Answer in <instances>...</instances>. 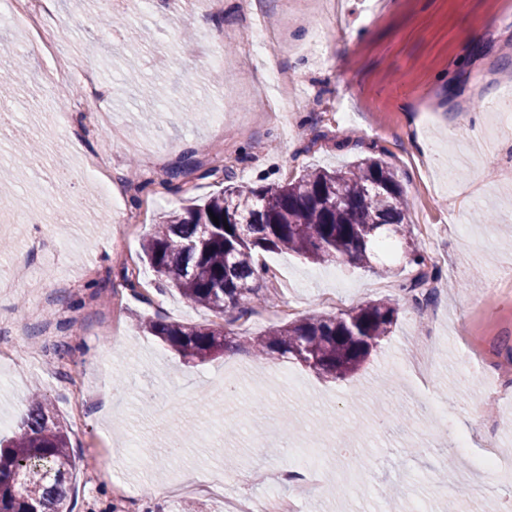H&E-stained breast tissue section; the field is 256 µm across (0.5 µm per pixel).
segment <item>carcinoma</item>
Segmentation results:
<instances>
[{
	"mask_svg": "<svg viewBox=\"0 0 512 512\" xmlns=\"http://www.w3.org/2000/svg\"><path fill=\"white\" fill-rule=\"evenodd\" d=\"M407 193L393 168L376 153L347 170L309 169L277 185L226 187L200 203L164 216L142 244L159 280L191 303L222 316L247 312L250 287L267 270L263 252H288L312 264L372 267L379 245L411 246L410 262L425 266L412 246ZM217 216L221 224L212 221ZM227 224H222V221ZM397 308L387 300L341 316L321 315L248 336L222 325L163 319L144 323L183 359L208 362L246 339L261 360L293 358L316 375L343 380L369 359L392 332ZM76 456L68 426L43 395L30 396L14 432L0 438V512H68Z\"/></svg>",
	"mask_w": 512,
	"mask_h": 512,
	"instance_id": "1",
	"label": "carcinoma"
}]
</instances>
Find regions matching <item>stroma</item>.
Instances as JSON below:
<instances>
[{
    "label": "stroma",
    "instance_id": "stroma-1",
    "mask_svg": "<svg viewBox=\"0 0 512 512\" xmlns=\"http://www.w3.org/2000/svg\"><path fill=\"white\" fill-rule=\"evenodd\" d=\"M344 21L306 0H178L144 10L125 0L121 23L91 0H54V41L70 75L55 97L70 101L68 122L58 121L51 96L37 79L46 58L29 50L28 37L0 27V49L20 52L28 67L10 75L0 110L11 123L0 130V202L20 221L0 222V279L26 268L31 282L0 289V343L11 348L0 371V436L17 423L32 388H40L60 418H67L66 387L77 377L101 383L103 400L88 403L81 425L70 428L77 455L72 512H115V486L124 484L123 512H224L225 497L267 494L273 472L292 457L280 432L328 443L322 458L328 484L300 501L301 512H383L398 498L413 512H481L493 500L512 512V398L483 397L496 366L512 363V282L497 276L512 268V133L494 118L512 107V0H345ZM271 25L300 17L302 49L273 47L261 59L245 46L246 12ZM323 30L322 46L305 45ZM225 68L210 66L209 52ZM94 60L108 94H92L83 65ZM269 66L288 71L299 93L282 119L241 132L243 114L256 105L258 75ZM335 103L346 119L323 121L314 100ZM219 119H198L197 101ZM481 113L461 122L458 109ZM108 109L130 151L113 144L98 122ZM52 145L26 165L13 157L24 134ZM376 144L410 200L407 222L427 268L440 273L430 303L417 306L404 286L418 268L401 262L392 273L349 265H313L280 253L260 254L278 267L279 284L258 281L271 295L234 330L265 334L286 319L337 315L378 299L398 309L389 336L368 364L345 380L326 382L296 361H258L249 352L204 364L187 362L143 322L210 325L207 309L176 289L153 282L150 297L126 283L142 267L141 243L162 214L184 198L205 199L227 186L277 184L315 167H341ZM167 153L177 177L158 175L156 150ZM237 155L225 166V150ZM106 155L118 202L89 190L84 166ZM70 174L67 185L57 168ZM145 211L137 234L119 239L123 214ZM72 223L60 229L54 218ZM127 250L129 266L114 254ZM50 295L49 326L30 321L33 289ZM334 294L335 305L324 302ZM121 297L122 333L107 336L100 320ZM291 305L290 316L279 310ZM58 354L52 368L36 351ZM170 402L168 419L143 405V390ZM447 408L454 430L469 437L466 451L448 434L433 433L432 403ZM188 437L178 452V429ZM495 452L497 479L472 468L473 458Z\"/></svg>",
    "mask_w": 512,
    "mask_h": 512
}]
</instances>
